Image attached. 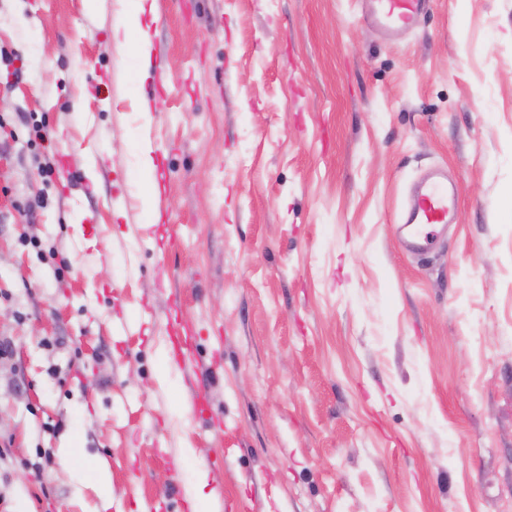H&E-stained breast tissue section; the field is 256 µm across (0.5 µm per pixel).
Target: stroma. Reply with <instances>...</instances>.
<instances>
[{"label":"stroma","instance_id":"1","mask_svg":"<svg viewBox=\"0 0 512 512\" xmlns=\"http://www.w3.org/2000/svg\"><path fill=\"white\" fill-rule=\"evenodd\" d=\"M132 4L0 0V512H512V0ZM149 15L154 18V0H135L134 8L127 14L126 21L115 28L113 38L116 42H128L131 35H136L135 50L140 59L141 76L150 75V52L148 39V25L143 24V19ZM371 2L369 17L379 26L389 30L413 27L418 15L429 0H365ZM414 194L398 228L413 247L426 248L433 243L436 228L457 215L456 196L449 193L448 183L438 170L429 171L415 186Z\"/></svg>","mask_w":512,"mask_h":512}]
</instances>
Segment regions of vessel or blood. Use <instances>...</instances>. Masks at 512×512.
<instances>
[{
	"label": "vessel or blood",
	"mask_w": 512,
	"mask_h": 512,
	"mask_svg": "<svg viewBox=\"0 0 512 512\" xmlns=\"http://www.w3.org/2000/svg\"><path fill=\"white\" fill-rule=\"evenodd\" d=\"M370 18L389 30L412 28L429 0H370ZM456 198L439 171H429L415 186L414 197L398 222L399 230L411 245L425 248L432 244L435 230L456 215Z\"/></svg>",
	"instance_id": "vessel-or-blood-1"
}]
</instances>
